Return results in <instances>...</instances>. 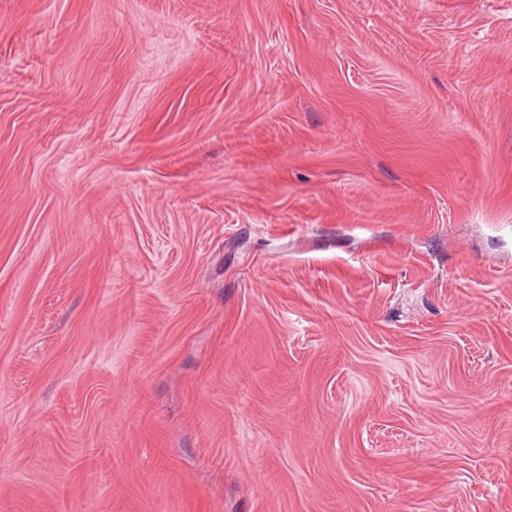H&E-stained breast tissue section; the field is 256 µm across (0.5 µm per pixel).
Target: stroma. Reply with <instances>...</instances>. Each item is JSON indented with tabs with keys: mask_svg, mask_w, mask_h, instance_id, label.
Returning a JSON list of instances; mask_svg holds the SVG:
<instances>
[{
	"mask_svg": "<svg viewBox=\"0 0 512 512\" xmlns=\"http://www.w3.org/2000/svg\"><path fill=\"white\" fill-rule=\"evenodd\" d=\"M0 512H512V0H0Z\"/></svg>",
	"mask_w": 512,
	"mask_h": 512,
	"instance_id": "stroma-1",
	"label": "stroma"
}]
</instances>
